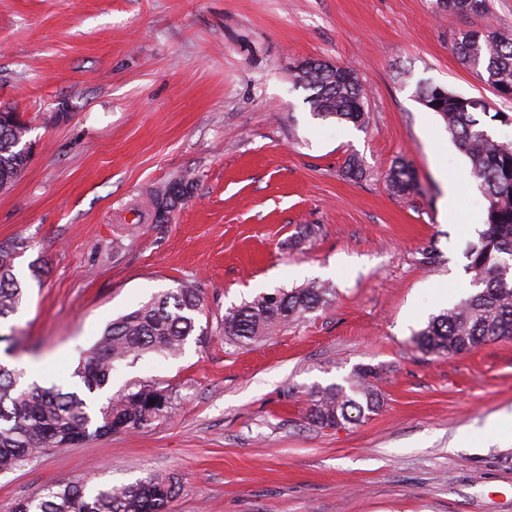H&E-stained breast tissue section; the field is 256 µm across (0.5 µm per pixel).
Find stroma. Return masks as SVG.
<instances>
[{
	"mask_svg": "<svg viewBox=\"0 0 512 512\" xmlns=\"http://www.w3.org/2000/svg\"><path fill=\"white\" fill-rule=\"evenodd\" d=\"M512 34V0L485 13L436 0H0V109L27 123L30 159L0 192V242L42 283L0 327V363L71 387L81 353L119 315L178 281L205 291L203 339L115 363L112 388L169 384V413L141 431L52 448L0 474V512L47 483L179 484L171 512H512V339L434 358L414 332L468 297L466 248L487 201L425 83L486 101L512 141V100L461 65V30ZM353 69L367 122L314 117L292 66ZM356 157L361 178L345 177ZM406 158L418 193L385 176ZM189 183L167 222L152 195ZM313 234L290 245L300 227ZM436 243L442 261L418 252ZM311 281L323 310L265 342L225 344L226 308ZM374 367L383 407L319 428L317 388Z\"/></svg>",
	"mask_w": 512,
	"mask_h": 512,
	"instance_id": "1",
	"label": "stroma"
}]
</instances>
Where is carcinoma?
Masks as SVG:
<instances>
[{
    "label": "carcinoma",
    "instance_id": "1",
    "mask_svg": "<svg viewBox=\"0 0 512 512\" xmlns=\"http://www.w3.org/2000/svg\"><path fill=\"white\" fill-rule=\"evenodd\" d=\"M443 11L481 13L486 0H437ZM453 51L479 81L497 95L512 92V35L495 31L459 32ZM295 79L313 91V115L333 117L360 126L365 122V91L355 72L319 59L293 67ZM419 98L447 124L458 150L469 160L468 173L487 202L484 229L467 250L472 273L468 298L431 317L413 337L425 356L453 357L500 339H512V141L491 135L480 115L486 103L459 96L437 85L420 87ZM28 133L14 112H0V189L12 184L27 162L20 143ZM387 182L393 194L419 190L417 176L404 159L391 167ZM189 193L182 180L156 191L153 221L168 214ZM24 241L0 242V320L15 315L26 299L28 283L15 273L14 261L25 252ZM335 289L311 283L290 290L260 292L251 300L225 309L220 327L224 342L248 346L262 342L308 314L331 305ZM205 313L204 290L194 281H180L119 316L98 341L85 350L74 371L84 392L43 387L26 380V371L0 364V473L29 462L45 448H63L102 434L139 431L171 409V390L164 383L135 381L107 397L98 407L88 397L110 386L114 364L132 354L180 353ZM377 372L356 368L347 385L333 384L310 394L307 418L319 427L359 425L383 405ZM154 403H149V400ZM174 479L147 476L122 486H90L87 482L50 484L44 494L14 506V512H169L178 493Z\"/></svg>",
    "mask_w": 512,
    "mask_h": 512
}]
</instances>
